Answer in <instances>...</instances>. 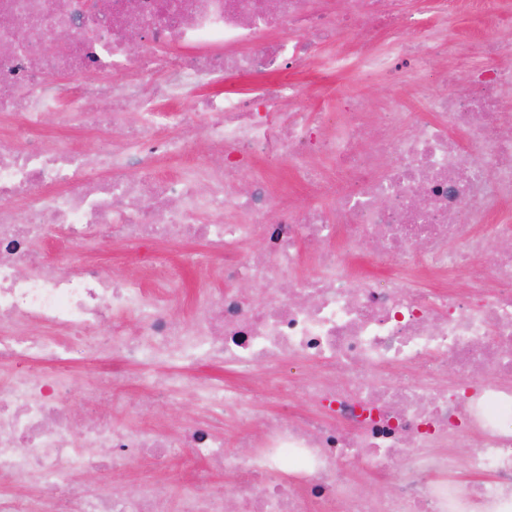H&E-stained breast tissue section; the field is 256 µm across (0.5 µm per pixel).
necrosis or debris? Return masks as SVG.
Listing matches in <instances>:
<instances>
[{
	"label": "necrosis or debris",
	"mask_w": 512,
	"mask_h": 512,
	"mask_svg": "<svg viewBox=\"0 0 512 512\" xmlns=\"http://www.w3.org/2000/svg\"><path fill=\"white\" fill-rule=\"evenodd\" d=\"M0 0V512H43L28 488L51 490L58 512H225L184 452L237 480L240 512H501L512 506V40L490 42L489 65L457 94L448 17L495 15L498 0H439L435 24L397 0ZM389 28L367 45L360 74L386 78L408 56L407 97L349 98L311 108L303 71L340 67L349 50L319 53L340 30ZM416 45L404 42L406 31ZM77 76L70 85L52 74ZM262 81L249 98L196 96L230 74ZM120 82H113V75ZM193 97L189 112L172 103ZM421 109L408 111L406 98ZM135 106L140 118L117 117ZM58 125L44 130L46 116ZM94 134V151L73 134ZM205 138L210 163L196 158ZM181 159L173 179L159 157ZM334 160L329 179L319 158ZM137 175H129L130 167ZM295 169L311 196L297 206L270 173ZM279 219L266 220L269 210ZM55 237L77 256L51 268L32 242ZM116 237L143 256L139 278L105 276L91 255ZM204 242L177 262L162 249ZM264 242L262 252L251 249ZM315 271L296 275L304 254ZM190 265L223 276L198 286L191 321L173 315ZM469 268V288L450 276ZM256 284V294L234 290ZM131 316L127 331L118 315ZM92 379L74 391L66 366ZM287 413L261 412L255 385L284 362ZM166 363L132 400L128 367ZM218 363L223 384L185 373ZM200 414L176 428L126 418L184 391ZM108 402L110 414L97 413ZM87 408L76 424L74 404ZM261 422L244 452L224 448L225 414ZM153 469L134 495L77 482L75 473ZM472 474L466 490L456 478ZM387 480L371 494L368 479Z\"/></svg>",
	"instance_id": "obj_1"
}]
</instances>
